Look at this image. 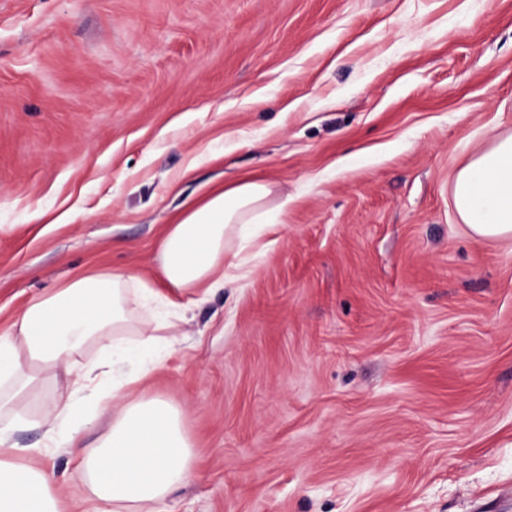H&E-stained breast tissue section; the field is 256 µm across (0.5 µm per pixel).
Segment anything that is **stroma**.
Returning a JSON list of instances; mask_svg holds the SVG:
<instances>
[{
    "label": "stroma",
    "mask_w": 512,
    "mask_h": 512,
    "mask_svg": "<svg viewBox=\"0 0 512 512\" xmlns=\"http://www.w3.org/2000/svg\"><path fill=\"white\" fill-rule=\"evenodd\" d=\"M512 131V0H0V334L75 273L153 275L185 203L241 177L286 215L137 386L184 409L169 512H512V241L453 177ZM10 443L45 445L63 373Z\"/></svg>",
    "instance_id": "1"
}]
</instances>
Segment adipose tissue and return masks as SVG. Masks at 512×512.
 <instances>
[{
    "mask_svg": "<svg viewBox=\"0 0 512 512\" xmlns=\"http://www.w3.org/2000/svg\"><path fill=\"white\" fill-rule=\"evenodd\" d=\"M288 203L265 180L242 179L211 192L168 225L157 244L156 279L177 297L223 288L236 260L232 241L256 239L271 213H284ZM453 203L471 235L512 239V133L497 136L456 173ZM134 280L126 271L87 270L31 300L10 333L0 337V386L37 402L43 373L73 368L79 380L90 384L111 363L152 348L157 332L172 324L137 323L127 293ZM93 345L101 357L78 365V357ZM135 382L132 376L113 382L106 397L112 423L79 459L95 512H167L169 496L195 473L182 410L159 397L131 398ZM12 431L0 426V512H63L52 476L16 460Z\"/></svg>",
    "mask_w": 512,
    "mask_h": 512,
    "instance_id": "obj_1",
    "label": "adipose tissue"
}]
</instances>
